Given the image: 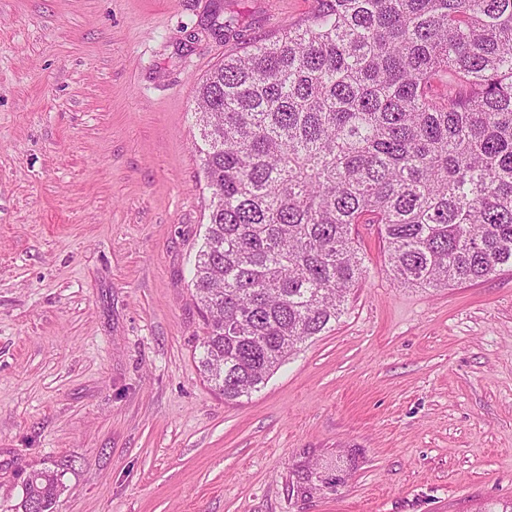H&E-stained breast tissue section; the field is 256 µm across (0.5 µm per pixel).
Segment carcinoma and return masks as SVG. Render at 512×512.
<instances>
[{"label":"carcinoma","mask_w":512,"mask_h":512,"mask_svg":"<svg viewBox=\"0 0 512 512\" xmlns=\"http://www.w3.org/2000/svg\"><path fill=\"white\" fill-rule=\"evenodd\" d=\"M195 114L199 364L226 402L339 320L355 224L379 225L402 286L512 267V0H318L213 69ZM63 476L30 474L22 512H54Z\"/></svg>","instance_id":"carcinoma-1"}]
</instances>
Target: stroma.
Returning a JSON list of instances; mask_svg holds the SVG:
<instances>
[{
  "instance_id": "1",
  "label": "stroma",
  "mask_w": 512,
  "mask_h": 512,
  "mask_svg": "<svg viewBox=\"0 0 512 512\" xmlns=\"http://www.w3.org/2000/svg\"><path fill=\"white\" fill-rule=\"evenodd\" d=\"M317 0H0V512H484L512 500V269L394 281L257 392L199 369L210 206L194 118L225 56ZM63 472L45 469L30 474L23 487L27 501L21 500L22 512H54L57 499L64 489ZM35 476H45V479L35 480Z\"/></svg>"
}]
</instances>
